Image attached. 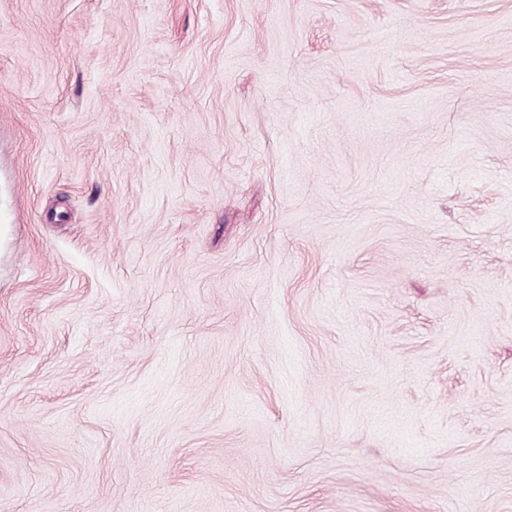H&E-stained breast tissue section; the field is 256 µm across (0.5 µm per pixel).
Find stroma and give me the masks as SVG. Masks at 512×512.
Here are the masks:
<instances>
[{
	"label": "stroma",
	"instance_id": "stroma-1",
	"mask_svg": "<svg viewBox=\"0 0 512 512\" xmlns=\"http://www.w3.org/2000/svg\"><path fill=\"white\" fill-rule=\"evenodd\" d=\"M0 512H512V0H0Z\"/></svg>",
	"mask_w": 512,
	"mask_h": 512
}]
</instances>
